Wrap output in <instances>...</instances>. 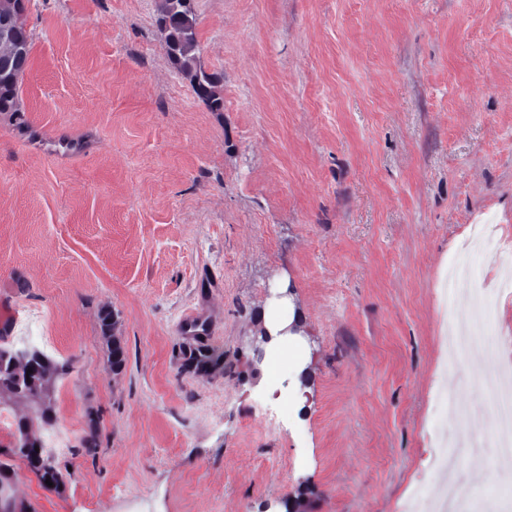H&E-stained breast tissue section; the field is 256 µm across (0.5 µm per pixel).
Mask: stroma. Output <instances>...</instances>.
I'll list each match as a JSON object with an SVG mask.
<instances>
[{
	"label": "stroma",
	"mask_w": 512,
	"mask_h": 512,
	"mask_svg": "<svg viewBox=\"0 0 512 512\" xmlns=\"http://www.w3.org/2000/svg\"><path fill=\"white\" fill-rule=\"evenodd\" d=\"M162 0H29L24 116L0 112V346L67 363L63 486L12 457L31 512H397L440 495L431 413L498 421L482 351L442 365L439 284L468 225L512 236V0H193L209 111L165 50ZM307 315L254 363L257 307ZM127 352L112 375L98 315ZM22 321L11 325V311ZM204 324L224 364L185 367ZM314 374L292 410L294 363ZM100 417L96 457L77 449ZM454 475L494 493L485 444ZM448 412V422H457L469 418V411L456 392L445 393L438 404L437 414L442 411Z\"/></svg>",
	"instance_id": "obj_1"
}]
</instances>
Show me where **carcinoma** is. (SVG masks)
I'll use <instances>...</instances> for the list:
<instances>
[{
  "instance_id": "obj_1",
  "label": "carcinoma",
  "mask_w": 512,
  "mask_h": 512,
  "mask_svg": "<svg viewBox=\"0 0 512 512\" xmlns=\"http://www.w3.org/2000/svg\"><path fill=\"white\" fill-rule=\"evenodd\" d=\"M28 0H3L0 3V21L9 23V33L0 34V112L21 113V88L31 60V38L20 22ZM158 25L165 33L166 52L182 77L189 81L194 92L212 112L224 111L221 92L222 77L196 68L197 20L184 0H167L166 8L158 17ZM99 323L107 364L114 374L125 366V351L119 337L115 336L117 315L109 308L101 310ZM220 362L214 350L196 346L189 351L186 367L206 372ZM63 366L32 348L12 349L0 347V393L29 402L37 411L41 422L53 424L55 377ZM17 440L11 453L23 459L41 483L63 484L65 475L54 456L42 450V438L32 432L30 419L15 422ZM81 450L88 455L98 452L97 420L89 417ZM0 512H29V506L18 499L13 489V479L8 468L0 463Z\"/></svg>"
}]
</instances>
